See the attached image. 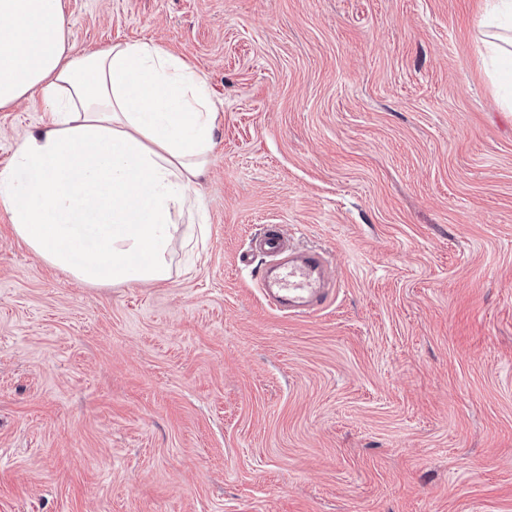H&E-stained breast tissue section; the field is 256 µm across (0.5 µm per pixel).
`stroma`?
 Masks as SVG:
<instances>
[{"label": "stroma", "instance_id": "1", "mask_svg": "<svg viewBox=\"0 0 512 512\" xmlns=\"http://www.w3.org/2000/svg\"><path fill=\"white\" fill-rule=\"evenodd\" d=\"M483 0H63L220 112L191 272L90 286L0 209V512H512V112ZM46 117L0 110V168ZM278 224L332 294L263 297Z\"/></svg>", "mask_w": 512, "mask_h": 512}]
</instances>
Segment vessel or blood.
Returning a JSON list of instances; mask_svg holds the SVG:
<instances>
[{
  "instance_id": "obj_1",
  "label": "vessel or blood",
  "mask_w": 512,
  "mask_h": 512,
  "mask_svg": "<svg viewBox=\"0 0 512 512\" xmlns=\"http://www.w3.org/2000/svg\"><path fill=\"white\" fill-rule=\"evenodd\" d=\"M255 248L265 256L281 259L273 279L262 283L265 297L295 314L309 313L327 300L325 279L330 264L323 251L293 252L289 239L276 225L266 228L257 238Z\"/></svg>"
}]
</instances>
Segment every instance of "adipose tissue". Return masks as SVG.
<instances>
[{
  "mask_svg": "<svg viewBox=\"0 0 512 512\" xmlns=\"http://www.w3.org/2000/svg\"><path fill=\"white\" fill-rule=\"evenodd\" d=\"M36 94L49 117L0 169L15 235L87 285L170 279L175 240L205 221L206 80L150 41L71 55L62 0H0V109Z\"/></svg>",
  "mask_w": 512,
  "mask_h": 512,
  "instance_id": "adipose-tissue-1",
  "label": "adipose tissue"
}]
</instances>
